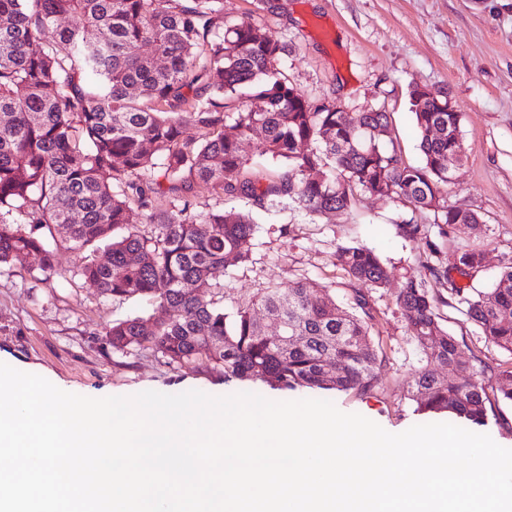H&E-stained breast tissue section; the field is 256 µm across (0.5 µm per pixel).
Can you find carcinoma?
Here are the masks:
<instances>
[{
  "instance_id": "carcinoma-1",
  "label": "carcinoma",
  "mask_w": 512,
  "mask_h": 512,
  "mask_svg": "<svg viewBox=\"0 0 512 512\" xmlns=\"http://www.w3.org/2000/svg\"><path fill=\"white\" fill-rule=\"evenodd\" d=\"M282 50L252 16L224 20L223 0H0V268L37 256L50 279L62 226L81 258L77 275L105 296L151 302L148 319L112 323V349H151L176 365L203 357L228 379L285 394L370 392L384 355L364 289L388 285L381 259L363 246L336 251L356 284L349 311L328 287L295 281L228 312L206 289L216 269L250 261L253 218L195 209L188 194L210 185L258 210L288 197L327 214L369 193L431 209L439 227L475 224L476 212L440 204L466 156L461 113L439 106V93H409L422 161L407 165L388 113L350 122L307 98L278 71ZM188 125L200 136L184 137ZM254 137L280 170L249 165L243 145ZM400 230L421 244L435 283L406 277L396 296L421 354L408 396L422 414L481 425L493 402L512 404V367L486 383L490 366L464 358L440 307L444 293L458 297L484 343L512 353V256L492 288L470 295L424 225ZM100 250L107 261L94 258ZM482 263V251L467 249L453 270L470 278Z\"/></svg>"
}]
</instances>
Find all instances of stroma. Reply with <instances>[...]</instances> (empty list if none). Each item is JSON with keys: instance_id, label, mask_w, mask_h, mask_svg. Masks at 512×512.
I'll use <instances>...</instances> for the list:
<instances>
[{"instance_id": "stroma-1", "label": "stroma", "mask_w": 512, "mask_h": 512, "mask_svg": "<svg viewBox=\"0 0 512 512\" xmlns=\"http://www.w3.org/2000/svg\"><path fill=\"white\" fill-rule=\"evenodd\" d=\"M224 0V17L252 15L286 50L279 69L303 94L341 101L349 115L386 107L402 162L421 159L408 92L416 86L448 93L461 112L466 157L444 194L448 206L471 209L479 225L455 224L439 238L454 260L468 248L482 250V268L467 279L488 287L512 256V0ZM434 213L403 201L357 195L345 212L316 215L286 198L256 216L251 262L218 271L225 309L294 280L330 286L349 307L351 284L338 265L339 246L360 244L392 271L393 285L373 292L385 360L367 394H329L346 413H358L386 431L423 424L403 382L420 364L395 304L396 281L420 276L419 245L400 225L433 224ZM56 268L44 281L37 259L27 268L0 269V362L40 375L58 388L91 397L129 396L153 390H199L227 396L250 390L274 401L285 395L268 383L225 381L222 366L199 359L169 364L151 351H115L106 342L113 321L148 316L138 298L112 299L77 274L79 257L57 233ZM443 324L460 344L493 365H512V354L486 348L458 303L442 307Z\"/></svg>"}]
</instances>
